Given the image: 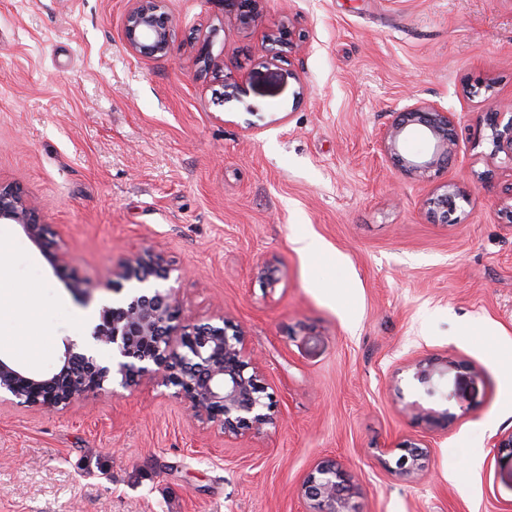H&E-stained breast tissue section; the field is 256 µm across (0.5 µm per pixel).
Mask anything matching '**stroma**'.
Returning <instances> with one entry per match:
<instances>
[{
  "label": "stroma",
  "mask_w": 512,
  "mask_h": 512,
  "mask_svg": "<svg viewBox=\"0 0 512 512\" xmlns=\"http://www.w3.org/2000/svg\"><path fill=\"white\" fill-rule=\"evenodd\" d=\"M126 9L0 0V182L67 255L56 273L0 223V356L59 371L101 304L133 295L108 292L113 270L151 249L184 321L244 331L275 421L228 436L145 381L73 408L3 404L0 512H308L301 486L325 459L354 475L357 512H512V458L495 447L512 432V161L485 123L494 105L512 120V0H267L249 29L211 0H167L178 30L157 59L126 50ZM282 21L303 43L278 66L300 81L263 96L257 50ZM215 25L220 84L194 45ZM418 100L457 118L424 181L382 146ZM443 185L458 195L448 223L426 206ZM450 354L465 366L449 399L428 397L415 361ZM407 442L425 456L403 477Z\"/></svg>",
  "instance_id": "obj_1"
}]
</instances>
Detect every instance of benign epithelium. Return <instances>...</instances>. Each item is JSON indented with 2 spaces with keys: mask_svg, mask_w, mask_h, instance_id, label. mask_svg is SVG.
<instances>
[{
  "mask_svg": "<svg viewBox=\"0 0 512 512\" xmlns=\"http://www.w3.org/2000/svg\"><path fill=\"white\" fill-rule=\"evenodd\" d=\"M238 25L249 28L262 19L266 0H212ZM176 22L166 10V0H129L123 25L126 50L139 58H158L168 54ZM223 31L212 27L197 46V59L203 71L219 76L224 64L212 54V43ZM299 48L293 31L281 26L263 35L258 66L268 71L269 81L261 88L274 94L287 80L299 81L293 71L273 72L278 48ZM496 152H505L512 160V121L500 126V113H487ZM427 138L432 151L410 157L399 151V142L408 131ZM456 139L455 114L434 103L418 101L404 107L383 137L384 149L405 174L424 179L435 168L448 164ZM433 214L443 221L457 209L456 194L449 189L429 199ZM0 223L20 225L29 238L47 256L50 264L62 272L64 253L49 250L48 225L41 223L37 207L18 188L0 184ZM112 292L119 293L122 283L136 282L140 291L122 306H104L100 323L92 333L94 345L68 341L60 370L51 375L33 372L0 358V402L11 401L47 410L63 409L80 403L88 394L104 388L114 375L126 385L141 378L160 381L177 388L188 402L195 418L213 423L224 433L235 436L264 424L274 423L271 404L265 402L262 375L253 367L246 348V336L239 328H230L224 318L212 323H185L176 316V296L170 289L154 287L168 278L161 254L145 251L112 272ZM97 346H110L120 360L102 363ZM459 367L457 360H424L415 365L416 377L429 384L428 394H443L448 371ZM406 454L396 462L395 473L408 475L422 468L423 451L405 447ZM352 474L336 461L319 462L302 486V496L310 512H356L352 504Z\"/></svg>",
  "mask_w": 512,
  "mask_h": 512,
  "instance_id": "7a95c632",
  "label": "benign epithelium"
}]
</instances>
